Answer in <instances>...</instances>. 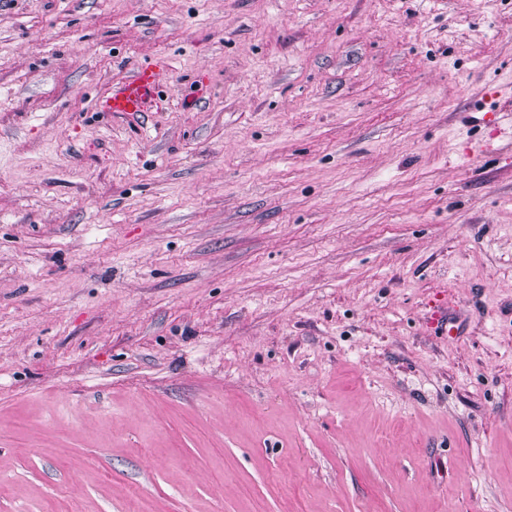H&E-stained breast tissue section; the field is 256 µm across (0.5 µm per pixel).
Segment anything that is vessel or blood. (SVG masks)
<instances>
[{"label":"vessel or blood","mask_w":512,"mask_h":512,"mask_svg":"<svg viewBox=\"0 0 512 512\" xmlns=\"http://www.w3.org/2000/svg\"><path fill=\"white\" fill-rule=\"evenodd\" d=\"M168 72L169 64L162 58L142 64L132 75L98 98L96 110L132 116L149 111L162 101L160 86Z\"/></svg>","instance_id":"obj_1"}]
</instances>
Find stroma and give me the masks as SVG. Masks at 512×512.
<instances>
[{
  "label": "stroma",
  "mask_w": 512,
  "mask_h": 512,
  "mask_svg": "<svg viewBox=\"0 0 512 512\" xmlns=\"http://www.w3.org/2000/svg\"><path fill=\"white\" fill-rule=\"evenodd\" d=\"M509 110L512 0H0V512H512ZM168 73L169 64L165 59L157 58L156 61L142 64L132 75L98 98L95 109L132 116L148 112L163 101L160 95L161 78Z\"/></svg>",
  "instance_id": "35a3bbf8"
}]
</instances>
